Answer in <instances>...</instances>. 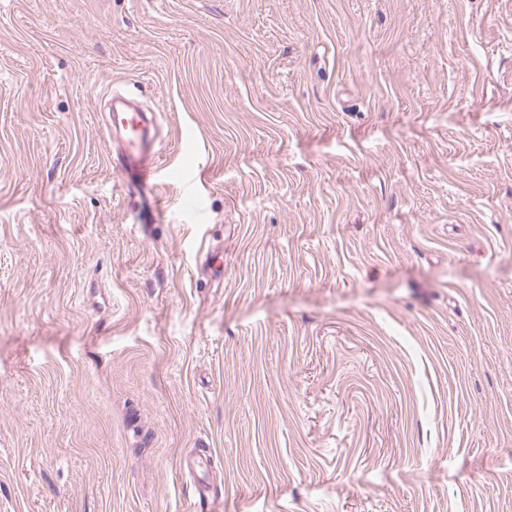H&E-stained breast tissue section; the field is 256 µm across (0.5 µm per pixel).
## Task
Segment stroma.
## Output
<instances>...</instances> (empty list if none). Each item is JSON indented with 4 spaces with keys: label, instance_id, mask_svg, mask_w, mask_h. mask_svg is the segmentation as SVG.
<instances>
[{
    "label": "stroma",
    "instance_id": "stroma-1",
    "mask_svg": "<svg viewBox=\"0 0 512 512\" xmlns=\"http://www.w3.org/2000/svg\"><path fill=\"white\" fill-rule=\"evenodd\" d=\"M0 512H512V0H0ZM114 112L106 124L112 144V164L125 177L128 190L140 195L150 207H156L154 195L165 171L160 159L156 116L143 112L124 98L112 97ZM116 142V145H115Z\"/></svg>",
    "mask_w": 512,
    "mask_h": 512
}]
</instances>
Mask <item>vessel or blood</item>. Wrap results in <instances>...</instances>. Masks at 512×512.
Masks as SVG:
<instances>
[{"label": "vessel or blood", "mask_w": 512, "mask_h": 512, "mask_svg": "<svg viewBox=\"0 0 512 512\" xmlns=\"http://www.w3.org/2000/svg\"><path fill=\"white\" fill-rule=\"evenodd\" d=\"M112 108L106 125L114 142L112 164L124 175L130 192L156 206L155 191L165 176L157 148L156 117L117 95L112 98Z\"/></svg>", "instance_id": "b4317fda"}]
</instances>
